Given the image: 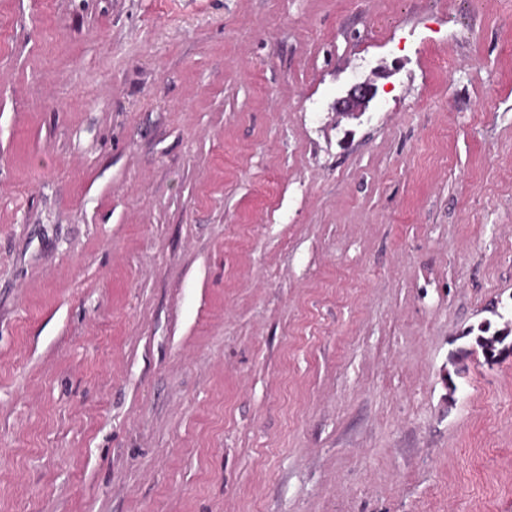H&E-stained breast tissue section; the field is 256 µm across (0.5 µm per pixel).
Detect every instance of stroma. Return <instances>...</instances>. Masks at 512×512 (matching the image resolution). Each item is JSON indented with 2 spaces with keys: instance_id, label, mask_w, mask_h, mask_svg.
Listing matches in <instances>:
<instances>
[{
  "instance_id": "35a3bbf8",
  "label": "stroma",
  "mask_w": 512,
  "mask_h": 512,
  "mask_svg": "<svg viewBox=\"0 0 512 512\" xmlns=\"http://www.w3.org/2000/svg\"><path fill=\"white\" fill-rule=\"evenodd\" d=\"M511 320L512 0H0V512H512ZM376 95V88L368 82H358L351 86L346 96L337 98L332 105L336 112L353 113L365 111Z\"/></svg>"
}]
</instances>
